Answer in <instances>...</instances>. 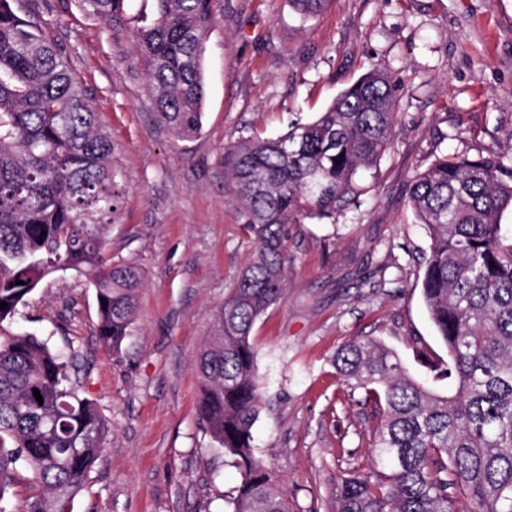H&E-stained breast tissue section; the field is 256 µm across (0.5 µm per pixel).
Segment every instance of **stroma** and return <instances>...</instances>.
<instances>
[{
	"label": "stroma",
	"mask_w": 512,
	"mask_h": 512,
	"mask_svg": "<svg viewBox=\"0 0 512 512\" xmlns=\"http://www.w3.org/2000/svg\"><path fill=\"white\" fill-rule=\"evenodd\" d=\"M88 88L123 174L107 259L138 269V310L119 352L96 334L95 290L73 271L44 280L0 322L71 361L110 426L74 512H226L240 475L197 411L198 353L252 254L231 202L224 149L325 111L372 67L396 79L394 144L355 216L288 227L284 299L254 325L265 382L255 452L289 512H334L340 471L368 467L375 407L333 365L355 336L383 341L421 375L446 357L422 297L429 239L408 204L437 156L512 150V0H336L304 20L289 0H214L203 128L184 140L154 118L132 45L76 0H20Z\"/></svg>",
	"instance_id": "obj_1"
}]
</instances>
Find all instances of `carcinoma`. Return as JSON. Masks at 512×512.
I'll return each mask as SVG.
<instances>
[{
	"mask_svg": "<svg viewBox=\"0 0 512 512\" xmlns=\"http://www.w3.org/2000/svg\"><path fill=\"white\" fill-rule=\"evenodd\" d=\"M131 2L78 0L114 29ZM151 2L133 39L156 118L177 137L194 138L203 127L213 0ZM333 2L290 0L303 18ZM397 106V86L374 68L315 120L224 151L253 253L215 315L196 370L200 418L240 471L228 512H288L254 451L264 382L252 328L285 295L288 225L334 224L374 190ZM114 152L87 88L42 21L0 0V322L45 278L74 270L95 288L100 342L120 350L141 276L104 257L121 198ZM408 201L430 238L422 295L448 355L433 378L455 379L456 390L435 392L377 339L337 349V374L374 401L378 423L368 471L336 481V512H512V227L501 223L512 207V156H439L413 177ZM109 432L58 351L32 334L0 340V512H10V490L24 479L33 488L25 512H73Z\"/></svg>",
	"mask_w": 512,
	"mask_h": 512,
	"instance_id": "obj_1",
	"label": "carcinoma"
}]
</instances>
